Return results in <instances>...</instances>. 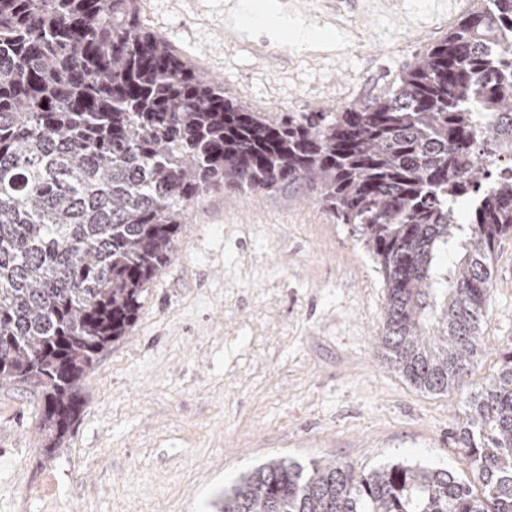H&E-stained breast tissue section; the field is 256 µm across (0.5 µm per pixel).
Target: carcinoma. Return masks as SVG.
I'll return each mask as SVG.
<instances>
[{
    "instance_id": "obj_1",
    "label": "carcinoma",
    "mask_w": 512,
    "mask_h": 512,
    "mask_svg": "<svg viewBox=\"0 0 512 512\" xmlns=\"http://www.w3.org/2000/svg\"><path fill=\"white\" fill-rule=\"evenodd\" d=\"M509 141L512 0H471L385 94L286 117L225 97L144 25L139 0H0V382L41 388L54 447L187 210L220 186L301 183L380 265L389 365L446 393L474 365L495 246L512 233V175L470 157ZM463 410L477 491L419 464L277 458L219 512H512V353Z\"/></svg>"
}]
</instances>
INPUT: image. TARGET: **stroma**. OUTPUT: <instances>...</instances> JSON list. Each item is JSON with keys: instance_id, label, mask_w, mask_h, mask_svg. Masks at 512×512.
<instances>
[{"instance_id": "1", "label": "stroma", "mask_w": 512, "mask_h": 512, "mask_svg": "<svg viewBox=\"0 0 512 512\" xmlns=\"http://www.w3.org/2000/svg\"><path fill=\"white\" fill-rule=\"evenodd\" d=\"M254 2L140 0L144 24L225 96L284 115L386 93L463 13L457 0H280L335 36L326 48L243 28ZM492 281L474 366L427 393L388 365L382 273L311 187L211 190L55 448L40 392L0 383V512H217L225 488L276 458L418 463L470 479L462 401L512 353V235Z\"/></svg>"}]
</instances>
